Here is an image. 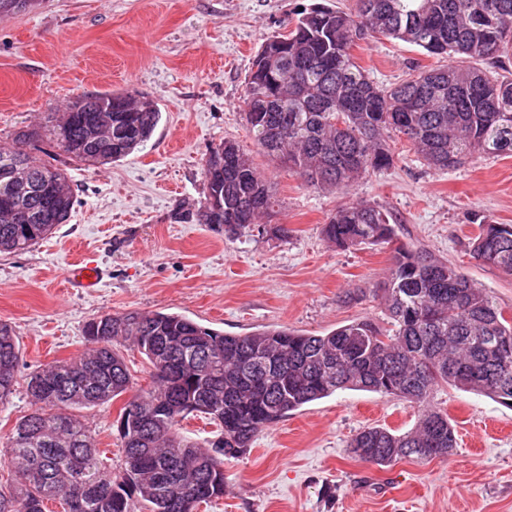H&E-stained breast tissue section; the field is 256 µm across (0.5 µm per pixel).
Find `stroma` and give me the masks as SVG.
<instances>
[{"label": "stroma", "instance_id": "stroma-1", "mask_svg": "<svg viewBox=\"0 0 512 512\" xmlns=\"http://www.w3.org/2000/svg\"><path fill=\"white\" fill-rule=\"evenodd\" d=\"M315 0H38L0 14V145L44 112L87 92L125 91L161 112L151 138L125 159L87 171L58 155L77 202L65 224L24 253H0V321L20 342V381L0 403V437L32 410L24 380L36 367L86 348L84 327L103 314L178 313L227 334L285 326L321 335L356 320L385 325L374 290L392 247L342 249L323 226L343 201H368L396 219V241L463 268L512 316V276L471 258L481 221L512 224V155L482 157L454 171L424 164L404 137L390 141L391 168L348 196L309 187L256 154L280 205L287 240L250 228L228 237L179 223L177 210L204 198L210 148L237 141L247 151L244 96L253 59ZM352 54L378 84L439 58L383 37L356 40ZM93 260L99 288H68L69 263ZM355 301L344 302L345 293ZM458 445L447 460L403 459L379 468L352 457L350 439L368 426L412 429L404 400L345 390L305 405L261 432L224 465V496L197 512H512V409L474 393L436 391ZM115 400L87 410L109 458L121 447Z\"/></svg>", "mask_w": 512, "mask_h": 512}]
</instances>
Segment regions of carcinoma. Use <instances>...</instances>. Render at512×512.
I'll return each instance as SVG.
<instances>
[{"label": "carcinoma", "instance_id": "carcinoma-1", "mask_svg": "<svg viewBox=\"0 0 512 512\" xmlns=\"http://www.w3.org/2000/svg\"><path fill=\"white\" fill-rule=\"evenodd\" d=\"M407 42L439 68L413 69L384 87L351 48L365 36ZM512 52V0H356L344 12L315 3L293 27L256 53L244 98L258 150L307 185L346 195L354 183L393 163L390 134L399 133L428 167L453 170L479 156L512 154V79L493 75ZM154 102L125 93H89L63 112L18 131L16 142L48 141L94 171L145 143L160 120ZM206 190H220L221 210L174 214L177 222L224 227L233 236L251 224L288 239L284 224L263 226L278 206L253 157L227 140L204 159ZM58 189V223L37 219L40 191ZM75 196L67 170L35 152L0 147V253L23 252L68 220ZM471 257L512 275V224L479 225ZM339 248L395 243L392 214L366 202L339 206L324 224ZM390 328L354 321L323 335L285 326L230 336L185 316L127 311L95 318L79 357L32 371L44 389L34 411L0 438V461L14 473L0 484V512H44L49 501L69 512H195L224 496V461L241 457L254 438L288 412L342 390L398 397L418 409L404 433L366 427L348 444L377 466L405 458L429 462L457 447L448 412L431 404L437 388L483 395L512 408V319L495 297L458 267L421 250L394 248L381 296ZM120 345L136 348L152 384L127 405L142 419L119 434L118 468L105 464L90 426L77 414L133 388ZM20 344L0 322V402L17 385ZM217 427L206 444L179 435L188 414Z\"/></svg>", "mask_w": 512, "mask_h": 512}]
</instances>
